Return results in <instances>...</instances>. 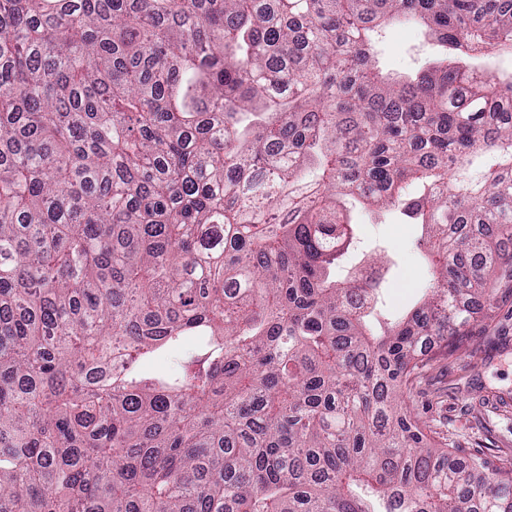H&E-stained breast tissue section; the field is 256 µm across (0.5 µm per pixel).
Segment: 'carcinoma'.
Here are the masks:
<instances>
[{
	"mask_svg": "<svg viewBox=\"0 0 512 512\" xmlns=\"http://www.w3.org/2000/svg\"><path fill=\"white\" fill-rule=\"evenodd\" d=\"M498 46L512 0H0V512H512L410 406L512 301ZM346 197L425 229L388 326ZM426 27L415 20L404 23L403 19L388 26L383 32L384 51L379 56V66L392 76L415 78L419 66L431 54L423 42Z\"/></svg>",
	"mask_w": 512,
	"mask_h": 512,
	"instance_id": "cac0c4a2",
	"label": "carcinoma"
}]
</instances>
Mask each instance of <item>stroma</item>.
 Segmentation results:
<instances>
[{
	"label": "stroma",
	"mask_w": 512,
	"mask_h": 512,
	"mask_svg": "<svg viewBox=\"0 0 512 512\" xmlns=\"http://www.w3.org/2000/svg\"><path fill=\"white\" fill-rule=\"evenodd\" d=\"M424 31L415 20L389 25L379 57L382 71L412 78L426 58L441 59V50L424 43ZM349 210L363 249L385 252L380 268L385 312L406 313L418 305L427 271L426 259L416 248L421 225L397 223L391 214L376 223L356 203ZM412 399L416 412L447 438L449 447L492 462L512 456V319L499 315L466 349L431 363Z\"/></svg>",
	"instance_id": "1"
}]
</instances>
